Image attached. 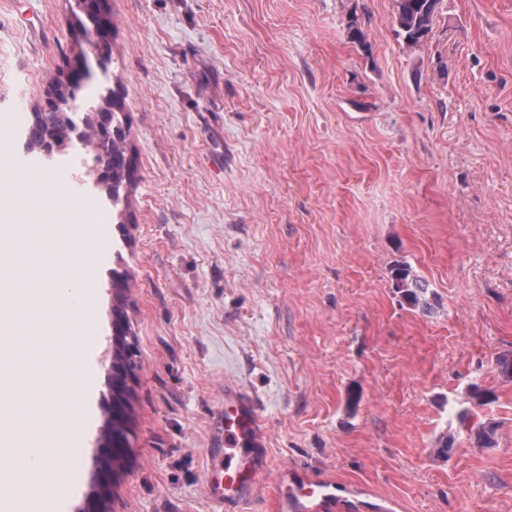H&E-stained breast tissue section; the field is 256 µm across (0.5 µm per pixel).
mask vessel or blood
Wrapping results in <instances>:
<instances>
[{"instance_id": "obj_1", "label": "vessel or blood", "mask_w": 512, "mask_h": 512, "mask_svg": "<svg viewBox=\"0 0 512 512\" xmlns=\"http://www.w3.org/2000/svg\"><path fill=\"white\" fill-rule=\"evenodd\" d=\"M267 453L259 404L236 383L224 385V445L211 449L209 499L212 512H248ZM333 481L299 478L281 486L272 512H321L334 500Z\"/></svg>"}]
</instances>
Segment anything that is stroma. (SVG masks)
Returning <instances> with one entry per match:
<instances>
[{"label":"stroma","mask_w":512,"mask_h":512,"mask_svg":"<svg viewBox=\"0 0 512 512\" xmlns=\"http://www.w3.org/2000/svg\"><path fill=\"white\" fill-rule=\"evenodd\" d=\"M130 123L121 215L80 189L82 153L40 161L93 205L97 381L78 508L95 489L120 312L127 438L106 512H211L224 382L261 404L268 462L336 480L334 512H512V0H442L409 49L395 0H108ZM77 0H0V115L23 129L75 50ZM358 23L364 43L351 38ZM411 265L431 310L393 285ZM127 274L111 285L113 270ZM496 396L467 423L471 385ZM497 427L475 447L471 428ZM453 433L447 461L437 438Z\"/></svg>","instance_id":"obj_1"}]
</instances>
